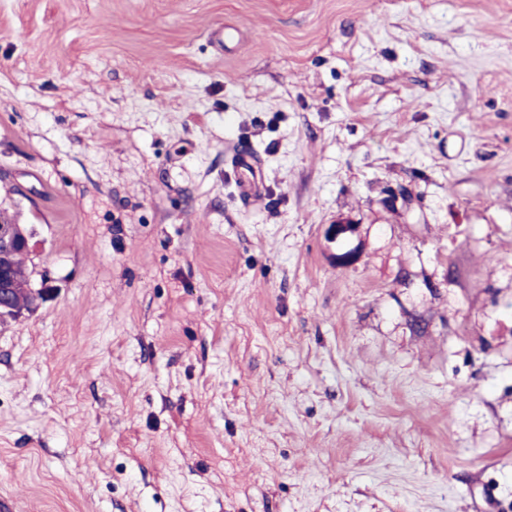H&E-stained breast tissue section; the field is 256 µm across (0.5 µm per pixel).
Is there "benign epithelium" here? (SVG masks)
Masks as SVG:
<instances>
[{"label":"benign epithelium","mask_w":512,"mask_h":512,"mask_svg":"<svg viewBox=\"0 0 512 512\" xmlns=\"http://www.w3.org/2000/svg\"><path fill=\"white\" fill-rule=\"evenodd\" d=\"M31 231L23 224H13L0 219V312L24 314L37 308L47 290L36 287L33 280L20 287L11 272V262L18 254L32 252Z\"/></svg>","instance_id":"obj_1"}]
</instances>
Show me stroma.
I'll return each mask as SVG.
<instances>
[{
  "mask_svg": "<svg viewBox=\"0 0 512 512\" xmlns=\"http://www.w3.org/2000/svg\"><path fill=\"white\" fill-rule=\"evenodd\" d=\"M0 207L15 512H512V0H0ZM26 227L27 225L13 224L0 219V312L2 314L12 312L21 316L28 312L27 309H36L47 294V288H37L26 273V255L24 254L32 252V233ZM18 254L22 255L14 259ZM11 262L15 276L23 283L27 282L22 288L27 295L25 302H18L21 288L12 275Z\"/></svg>",
  "mask_w": 512,
  "mask_h": 512,
  "instance_id": "stroma-1",
  "label": "stroma"
}]
</instances>
